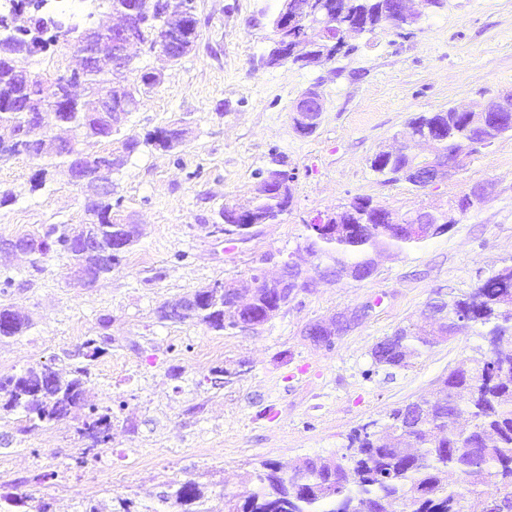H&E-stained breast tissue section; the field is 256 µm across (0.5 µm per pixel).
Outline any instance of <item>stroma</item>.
<instances>
[{
	"mask_svg": "<svg viewBox=\"0 0 512 512\" xmlns=\"http://www.w3.org/2000/svg\"><path fill=\"white\" fill-rule=\"evenodd\" d=\"M283 0H195L200 37L178 62L141 52L136 64L161 73L121 135L141 140L112 177L118 215L140 235L120 265L91 286L70 277L68 257L0 251V307L26 316L23 336L0 341V377L49 364L69 373L85 337L107 334L90 365L87 400L111 408L112 442L84 454L76 429L87 411L26 426L0 412V494L50 512L111 507L168 512L166 493L199 485L215 512L257 487L264 463L289 472L301 458L344 452L359 426L430 396L437 381L485 350L477 331L436 345L408 366L383 368L371 351L420 318L436 294L452 296L512 260V133L466 156L460 170L421 190L384 182L370 167L397 146L411 117L476 107L512 91V0H444L425 9L409 37L390 26L349 39L348 54L317 67L269 68ZM324 101L317 130L296 131L293 106L308 88ZM174 124L185 143L165 151L148 133ZM295 176L291 206L278 223L241 242L214 233L225 206L246 204L272 154ZM492 191L456 214L448 233L377 260L370 279H319L306 226L367 198L401 215L449 206L481 183ZM0 240L49 225L88 221L86 191L60 167L26 155L0 158ZM294 263L318 278L264 325L217 332L195 320L159 319L157 310L218 281L249 283ZM368 307L332 345L306 330L336 313ZM223 374H213V366Z\"/></svg>",
	"mask_w": 512,
	"mask_h": 512,
	"instance_id": "1",
	"label": "stroma"
}]
</instances>
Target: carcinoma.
<instances>
[{"instance_id":"cac0c4a2","label":"carcinoma","mask_w":512,"mask_h":512,"mask_svg":"<svg viewBox=\"0 0 512 512\" xmlns=\"http://www.w3.org/2000/svg\"><path fill=\"white\" fill-rule=\"evenodd\" d=\"M11 13L0 14V156L25 154L47 164L58 162L72 168V156L81 153L84 163L76 174L94 187L98 169L110 165L113 150L94 151L102 141H113L120 125L112 123L114 114L122 117L136 111L143 93L160 82V76L135 66L131 58L127 75L119 78L112 70V28L97 29V52L79 78L84 94L70 96L68 71L28 72L30 58L45 52L44 34L52 30L55 38L70 36L77 48L83 47L81 34L94 26L86 22L61 31L54 16L41 13L46 0H13ZM98 7L113 16H123L134 0H97ZM306 0H288L294 21L288 31L280 29L274 18L273 42L294 39L305 33L303 19ZM393 0H345L344 20H360L366 31L388 26ZM151 12V23L133 25L131 34L139 48L150 53L171 50L180 60L195 46L200 36L196 8L167 17L156 0H141ZM33 8L23 28L11 26L12 15ZM54 114L58 125L68 129V138H51L54 146L45 148L36 139L38 119ZM435 118L443 122L447 140L440 150L447 156L461 155L471 139L464 118L440 111ZM183 127L176 125L148 135L145 140H117L121 150L119 166L143 145L174 149L172 141L182 138ZM407 161H371L373 171L386 181H401ZM269 194L253 199L258 218L279 219L292 202V189L282 187L280 172L265 171ZM357 215L336 225L334 236H314L309 232L308 248L324 263L323 272L336 278L362 275L375 267L374 256L402 250L428 240L423 235L406 233L400 224H390L386 209L368 199L354 201ZM120 200L95 192L88 197L86 211L91 217L89 232L96 238L95 251L81 256L73 250V230L50 226L39 236L20 240L36 244L35 253L66 255L72 267L93 283L110 273L125 253L114 250L119 236L135 238L136 229L125 224L116 213ZM213 227L226 236L246 233L243 225L218 212ZM196 306L191 318L208 328L223 332L237 328L239 308L232 293H215L213 288L194 292ZM450 314L468 313L469 328H477L487 342V350L468 359L463 367L451 370L438 381L437 399L430 403L412 402L391 410L381 433L362 426L349 437L345 452L330 457H305L290 474L273 465L258 475L259 488L243 496L234 512H512V263L480 281L476 287L447 301L440 299ZM285 305V297L266 287L253 292L249 315L262 325ZM27 318L17 312L0 313V340L24 335ZM457 334L455 321L438 325L409 324L385 337L372 349L376 366L401 367L412 357L433 348L444 336ZM108 338L88 336L78 356L86 363L77 365L71 377L63 378L51 365L29 368L19 375L0 378V410L21 411L31 425L61 421L72 410L86 405L88 363L106 352ZM87 442L85 452L102 448L112 441V412L90 407V413L76 429ZM304 471L305 480L297 478ZM178 512H212L206 506L198 485L186 481L163 496Z\"/></svg>"}]
</instances>
